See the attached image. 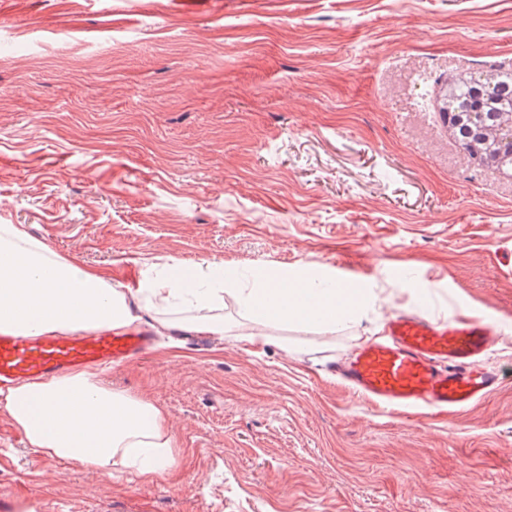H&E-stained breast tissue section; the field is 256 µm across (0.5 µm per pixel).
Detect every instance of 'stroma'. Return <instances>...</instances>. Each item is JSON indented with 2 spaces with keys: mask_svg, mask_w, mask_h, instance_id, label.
<instances>
[{
  "mask_svg": "<svg viewBox=\"0 0 512 512\" xmlns=\"http://www.w3.org/2000/svg\"><path fill=\"white\" fill-rule=\"evenodd\" d=\"M0 0V224L114 286L165 263L328 279L376 297L335 331L164 332L99 371L163 408L174 465L108 477L0 437V491L56 512H512V170L445 122L448 81L512 71V0ZM475 314L503 385L383 412L328 373L387 314ZM1 502L6 506L2 507L4 510H14L19 504H27L37 511H50L53 505V501L46 496H23L14 492L8 496L1 494Z\"/></svg>",
  "mask_w": 512,
  "mask_h": 512,
  "instance_id": "1",
  "label": "stroma"
}]
</instances>
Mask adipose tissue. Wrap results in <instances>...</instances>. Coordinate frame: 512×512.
Returning a JSON list of instances; mask_svg holds the SVG:
<instances>
[{
    "label": "adipose tissue",
    "instance_id": "obj_1",
    "mask_svg": "<svg viewBox=\"0 0 512 512\" xmlns=\"http://www.w3.org/2000/svg\"><path fill=\"white\" fill-rule=\"evenodd\" d=\"M129 290L106 274L65 257L35 240L19 224H0V330L40 334L123 329L146 324L209 336L223 335L222 310L229 279L222 264L182 268ZM261 327L251 340L263 342V326L300 324L335 330L359 322L367 293L343 294L334 282L267 278L242 295ZM14 426L33 452L71 459L113 476L136 468L149 477L174 462V438L165 412L99 383L83 371L23 383L0 394Z\"/></svg>",
    "mask_w": 512,
    "mask_h": 512
}]
</instances>
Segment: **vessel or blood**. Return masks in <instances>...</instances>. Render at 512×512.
<instances>
[{"label":"vessel or blood","mask_w":512,"mask_h":512,"mask_svg":"<svg viewBox=\"0 0 512 512\" xmlns=\"http://www.w3.org/2000/svg\"><path fill=\"white\" fill-rule=\"evenodd\" d=\"M498 340L494 325L481 316L439 321L400 311L386 317L380 336L331 369L350 392L378 409L407 415L454 413L499 388V372L481 365ZM154 342L146 329L93 330L80 336L0 330V390L85 368L125 365L147 355ZM23 503L35 512H50L53 505L37 494L0 498L8 512Z\"/></svg>","instance_id":"1"}]
</instances>
